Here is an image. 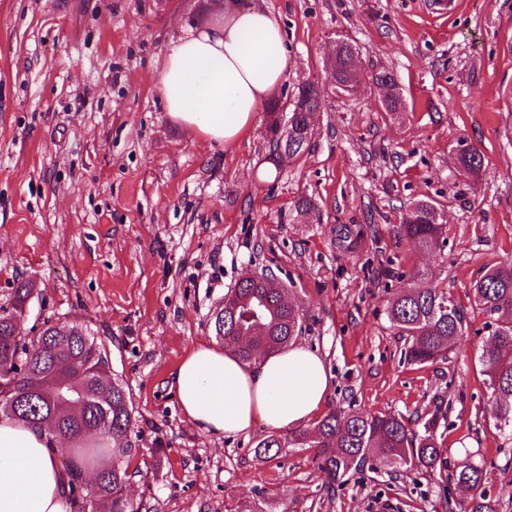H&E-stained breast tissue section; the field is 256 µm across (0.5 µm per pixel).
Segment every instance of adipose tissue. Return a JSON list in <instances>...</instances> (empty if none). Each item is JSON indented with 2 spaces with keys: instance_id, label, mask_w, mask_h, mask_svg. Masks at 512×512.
<instances>
[{
  "instance_id": "1",
  "label": "adipose tissue",
  "mask_w": 512,
  "mask_h": 512,
  "mask_svg": "<svg viewBox=\"0 0 512 512\" xmlns=\"http://www.w3.org/2000/svg\"><path fill=\"white\" fill-rule=\"evenodd\" d=\"M279 18L256 0H224L201 26L172 38L159 76L170 118L201 139L231 144L285 79ZM184 416L200 431L249 434L256 423L288 431L329 397L320 356L301 344L242 363L230 350L194 346L171 375ZM47 431L0 419V512H72L68 477Z\"/></svg>"
}]
</instances>
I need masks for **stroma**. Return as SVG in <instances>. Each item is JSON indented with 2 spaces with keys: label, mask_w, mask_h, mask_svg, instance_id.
<instances>
[{
  "label": "stroma",
  "mask_w": 512,
  "mask_h": 512,
  "mask_svg": "<svg viewBox=\"0 0 512 512\" xmlns=\"http://www.w3.org/2000/svg\"><path fill=\"white\" fill-rule=\"evenodd\" d=\"M205 0H0V305L33 290L22 324L75 320L93 332L133 405L127 484L147 512H463L438 476L414 468L351 474L328 490L313 448L255 449L270 436L210 435L182 414L170 376L197 343L222 345L213 320L245 275L271 270L324 357L327 408L399 413L421 430L448 415V461L483 466L498 512H512V437L488 413L478 357L494 328L471 287L512 260V0H259L288 41L276 94L318 86L309 150L272 178L266 114L235 145L204 142L163 109L158 79L181 27ZM358 68L392 72L405 103L336 87L338 40ZM484 156L455 160L459 139ZM312 198L299 216L294 203ZM419 199L443 208L428 251L394 228ZM339 224L374 225L356 248ZM422 275L460 303L469 327L446 359L417 366L385 305L399 274Z\"/></svg>",
  "instance_id": "1"
}]
</instances>
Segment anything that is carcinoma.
I'll return each mask as SVG.
<instances>
[{
    "label": "carcinoma",
    "instance_id": "cac0c4a2",
    "mask_svg": "<svg viewBox=\"0 0 512 512\" xmlns=\"http://www.w3.org/2000/svg\"><path fill=\"white\" fill-rule=\"evenodd\" d=\"M354 52L347 44L337 46L333 77L340 85L352 77ZM372 80L388 85L384 106L400 110L402 102L393 74L379 70ZM296 103L283 111L279 102L269 103L268 155L266 160L280 174L283 166L309 149L313 132L308 130L312 113L320 108L316 86L298 87ZM465 173L476 175L483 155L474 146L457 154ZM440 208L433 201L419 200L405 213L396 229L399 240L420 249L433 247L443 235ZM363 228L336 225V241L355 247ZM285 285L274 273L239 281L224 294V305L214 319L216 335L229 342L243 363L261 353H277L302 334V319L284 292ZM474 301L495 317L490 340L482 348L481 374L491 389V413L498 431L512 435V262L487 269L473 285ZM32 289H15L6 306H0V417L46 429L52 437L71 443L72 457L64 463L69 476V494L77 512H141L142 504L124 494L131 474L118 464L96 472V483L87 490L84 470L99 468L112 450L132 452L129 433L133 425L130 397L118 379L111 377L107 354L95 346L82 325L44 322L39 332L40 349L31 352L21 336ZM386 318L395 333L404 338V356L414 365L432 364L447 356L455 340L463 335L466 313L444 289L430 280L414 276L388 300ZM70 365L62 378L73 402L63 406L54 400L48 377L55 366ZM447 417L438 413L423 423L424 433L410 427L401 414H366L351 409L333 411L310 428L288 438L291 447L318 448L319 468L327 484L344 482L351 471L369 468L391 473L401 467L425 469L439 476L442 491L448 485L467 495V512H497L496 501L485 490L483 469L473 462L448 470Z\"/></svg>",
    "mask_w": 512,
    "mask_h": 512
}]
</instances>
